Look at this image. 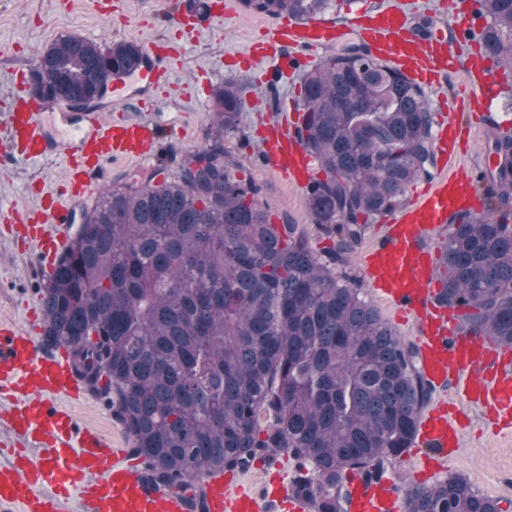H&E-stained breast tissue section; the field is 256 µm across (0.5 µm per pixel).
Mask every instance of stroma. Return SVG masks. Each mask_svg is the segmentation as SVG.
Instances as JSON below:
<instances>
[{
	"label": "stroma",
	"mask_w": 512,
	"mask_h": 512,
	"mask_svg": "<svg viewBox=\"0 0 512 512\" xmlns=\"http://www.w3.org/2000/svg\"><path fill=\"white\" fill-rule=\"evenodd\" d=\"M399 2L412 23L431 18L433 27L448 39H456L463 20L464 0H342L339 8L326 12L336 24H350L351 13L361 8L378 9ZM225 0H0V203L36 211L43 195L61 194L67 188L62 157L41 161L20 154H7L6 125L16 92V72L32 73L38 53L60 39L78 36L102 46L130 41L140 47L157 45L170 57L158 85L143 92L144 105L111 103L103 99L99 110L111 112L113 121L149 120L160 131V144L152 160L135 162L115 159L106 166L105 179L95 193L136 184L153 171L174 173L186 151L204 146L210 132L208 118L214 110V90L227 80L241 89L243 106L239 132L225 139V148L240 161L241 177L260 189V202L274 223L299 225L316 251L334 246L336 239L314 224L305 194L288 178L268 169L261 158L259 139L287 108L298 105L308 66L287 71L278 62L261 59L242 69L232 60L247 54L275 22L274 16L249 10L226 12ZM180 15L181 26L171 22ZM490 79L502 82L505 91L489 103L464 110V124L471 133L460 148L459 169L478 168L490 132H512V76L487 63ZM20 228L0 223V329L21 330L28 325L32 300L41 299L46 282L34 249L20 250ZM63 410L81 423L97 428L114 447L129 448L130 442L112 411L99 399L88 397L81 404L63 403ZM471 424L465 430L457 456L441 467V477L463 474L480 495L512 505V431L491 432L484 428L481 410L468 412ZM295 462L279 452L276 466L256 461L237 478L263 485L274 493L279 482L292 481Z\"/></svg>",
	"instance_id": "35a3bbf8"
}]
</instances>
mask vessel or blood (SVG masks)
<instances>
[{"mask_svg":"<svg viewBox=\"0 0 512 512\" xmlns=\"http://www.w3.org/2000/svg\"><path fill=\"white\" fill-rule=\"evenodd\" d=\"M354 23L370 43L373 56L410 80L439 83L457 64L455 44L439 34L427 38L416 34L398 8L360 13ZM346 33V28L320 18L304 23L285 19L258 47L262 56L288 67L337 44ZM156 56V50H145L136 70L112 80L113 97L130 100L131 83L156 82L161 75ZM466 80L470 103L499 93L497 85L476 69H468ZM58 111V106L20 96L10 114L9 143L35 161L63 155L73 205L46 195L34 224L26 212L0 205V222L23 226L25 237L38 246L41 270L48 276L72 243L76 203L91 196L93 181L105 164L115 158L150 159L159 141L149 123L118 125L101 112L64 120L62 133L48 136L43 118ZM469 133L457 112H450L435 135L441 155L451 158L457 140ZM262 158L271 170L298 186H306L312 178V157L286 128H274L264 137ZM477 178L474 172L447 173L416 192L364 258L368 286L392 305L398 320L414 321L427 378L433 386L451 391L448 400L422 414L414 438L431 463L452 456L458 448L468 408H482L495 430L512 427V350L491 338L463 332L456 312L432 302L435 262L425 240L450 213L471 208ZM60 394L74 399L83 395L65 351L50 353L33 336L1 330L0 395L8 396L9 405L0 410V430L13 435L16 446L0 448V512H64V485L76 476L81 479L82 512H188L182 491L146 486L140 462L111 447L98 431L79 425L72 414L58 410L53 398ZM346 482L349 512H400L402 503L390 482L367 485L355 474L347 475ZM271 508V501L243 485L219 475L209 479L208 512H270Z\"/></svg>","mask_w":512,"mask_h":512,"instance_id":"obj_1","label":"vessel or blood"}]
</instances>
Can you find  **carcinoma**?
<instances>
[{
    "mask_svg": "<svg viewBox=\"0 0 512 512\" xmlns=\"http://www.w3.org/2000/svg\"><path fill=\"white\" fill-rule=\"evenodd\" d=\"M259 13L315 17L335 0H245ZM485 55L512 69V0H480ZM141 60L128 41L80 37L36 59L32 96L81 98L105 69ZM208 155L170 178L102 194L42 292L45 343L106 400L150 485L188 488L245 471L269 452L297 461L294 495L345 512L348 472L379 484L406 452L432 386L416 346L336 277L365 224L391 212L434 164L425 91L360 47L306 74L296 138L324 177L305 187L314 223L339 237L322 258L296 224H273L260 188L236 176L224 137L240 89L214 93ZM481 212L462 211L441 247L436 303L467 331L512 346V134L496 136ZM268 424L261 426L259 419ZM406 512H506L455 473L410 487Z\"/></svg>",
    "mask_w": 512,
    "mask_h": 512,
    "instance_id": "carcinoma-1",
    "label": "carcinoma"
}]
</instances>
